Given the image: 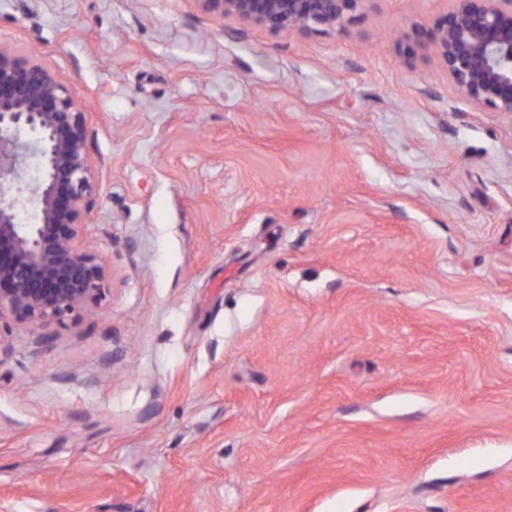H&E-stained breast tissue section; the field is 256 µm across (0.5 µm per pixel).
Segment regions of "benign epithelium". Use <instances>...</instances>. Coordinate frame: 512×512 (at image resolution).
I'll list each match as a JSON object with an SVG mask.
<instances>
[{
	"label": "benign epithelium",
	"instance_id": "benign-epithelium-1",
	"mask_svg": "<svg viewBox=\"0 0 512 512\" xmlns=\"http://www.w3.org/2000/svg\"><path fill=\"white\" fill-rule=\"evenodd\" d=\"M204 13L273 32L342 31L364 0H196ZM426 31L463 97L512 115V0H450ZM87 113L36 61L0 48V327L64 325L107 295L103 257L83 244L95 206ZM37 173L34 187L29 169ZM33 189V220L21 199Z\"/></svg>",
	"mask_w": 512,
	"mask_h": 512
}]
</instances>
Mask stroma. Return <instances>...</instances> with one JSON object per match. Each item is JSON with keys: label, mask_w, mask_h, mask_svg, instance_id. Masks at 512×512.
<instances>
[{"label": "stroma", "mask_w": 512, "mask_h": 512, "mask_svg": "<svg viewBox=\"0 0 512 512\" xmlns=\"http://www.w3.org/2000/svg\"><path fill=\"white\" fill-rule=\"evenodd\" d=\"M364 0H0L89 112L92 314L0 340V512H512V116ZM204 13L233 17L273 32L343 31L357 18L364 0H196Z\"/></svg>", "instance_id": "stroma-1"}]
</instances>
